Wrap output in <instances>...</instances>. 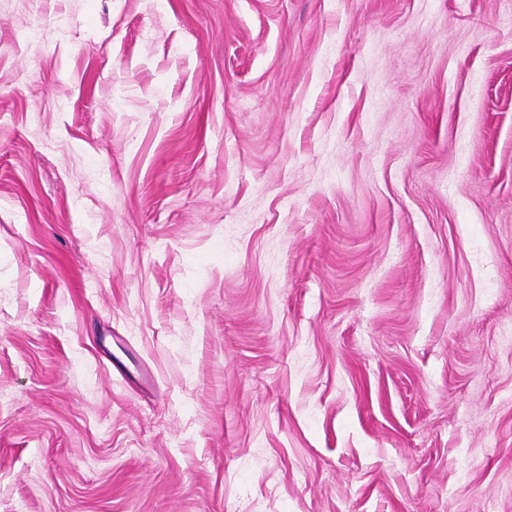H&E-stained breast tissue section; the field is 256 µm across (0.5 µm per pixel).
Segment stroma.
Masks as SVG:
<instances>
[{
    "mask_svg": "<svg viewBox=\"0 0 512 512\" xmlns=\"http://www.w3.org/2000/svg\"><path fill=\"white\" fill-rule=\"evenodd\" d=\"M0 512H512V0H0Z\"/></svg>",
    "mask_w": 512,
    "mask_h": 512,
    "instance_id": "stroma-1",
    "label": "stroma"
}]
</instances>
